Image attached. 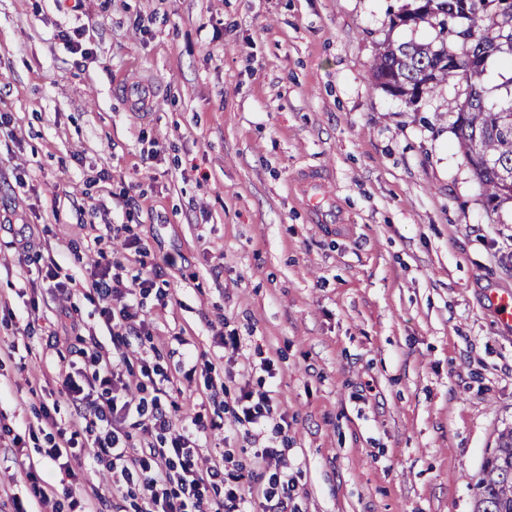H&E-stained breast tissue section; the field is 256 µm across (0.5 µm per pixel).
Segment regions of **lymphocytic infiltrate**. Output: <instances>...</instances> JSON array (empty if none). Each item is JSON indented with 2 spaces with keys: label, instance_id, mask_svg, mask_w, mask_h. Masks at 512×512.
Returning <instances> with one entry per match:
<instances>
[{
  "label": "lymphocytic infiltrate",
  "instance_id": "lymphocytic-infiltrate-1",
  "mask_svg": "<svg viewBox=\"0 0 512 512\" xmlns=\"http://www.w3.org/2000/svg\"><path fill=\"white\" fill-rule=\"evenodd\" d=\"M90 285L101 302L100 315L114 336H139L145 328L136 311L138 294L155 285L152 277H139L124 284L112 275L107 263L94 262ZM93 372L74 377L65 375L62 389L79 409L78 421L90 435L89 454L94 459L109 458V483L133 493L136 512H245L252 489H259L265 501L263 512H289L294 485L276 466L274 449L257 450L258 472L254 484L242 475L221 472L218 467L202 468L192 446V430H203L199 417L182 414V427H175L165 398L163 380L156 367H140L138 390H151V399L130 396L124 382L105 364L98 343L82 351ZM139 417L143 434L154 439L150 448H132L122 424Z\"/></svg>",
  "mask_w": 512,
  "mask_h": 512
}]
</instances>
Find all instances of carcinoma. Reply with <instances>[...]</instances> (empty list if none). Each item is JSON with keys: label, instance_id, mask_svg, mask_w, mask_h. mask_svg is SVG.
<instances>
[{"label": "carcinoma", "instance_id": "1", "mask_svg": "<svg viewBox=\"0 0 512 512\" xmlns=\"http://www.w3.org/2000/svg\"><path fill=\"white\" fill-rule=\"evenodd\" d=\"M432 6L424 14L414 9L402 23H428L438 30L427 43L387 45L374 70L378 85L405 97L419 87L429 95L443 82L456 81L476 92L467 105L456 106L454 134L467 163L482 187L486 206L496 211L512 201V14L497 12L494 0H422ZM467 8L469 27L458 28L448 19ZM461 46L460 64L438 66L448 53L445 37ZM509 73L498 84L501 96L491 95L483 77L491 64ZM474 512H512V429L498 437L496 447L484 457L476 482Z\"/></svg>", "mask_w": 512, "mask_h": 512}]
</instances>
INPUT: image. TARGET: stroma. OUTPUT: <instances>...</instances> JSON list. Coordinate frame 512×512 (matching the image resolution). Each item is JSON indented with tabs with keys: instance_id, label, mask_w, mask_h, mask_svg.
Returning a JSON list of instances; mask_svg holds the SVG:
<instances>
[{
	"instance_id": "35a3bbf8",
	"label": "stroma",
	"mask_w": 512,
	"mask_h": 512,
	"mask_svg": "<svg viewBox=\"0 0 512 512\" xmlns=\"http://www.w3.org/2000/svg\"><path fill=\"white\" fill-rule=\"evenodd\" d=\"M418 3L0 0V512L29 498L31 460L71 488L59 512H132L86 435L71 473L45 455L77 417L58 377L94 341L117 373L168 376L208 426L200 458L231 472L275 449L296 512H473L512 428V324L490 302L512 293V204L486 212L452 129L464 84L412 105L374 79L388 43L434 39L396 23ZM310 167L345 226L308 223ZM99 259L154 279L146 335L111 337ZM243 389L287 427L238 425Z\"/></svg>"
}]
</instances>
